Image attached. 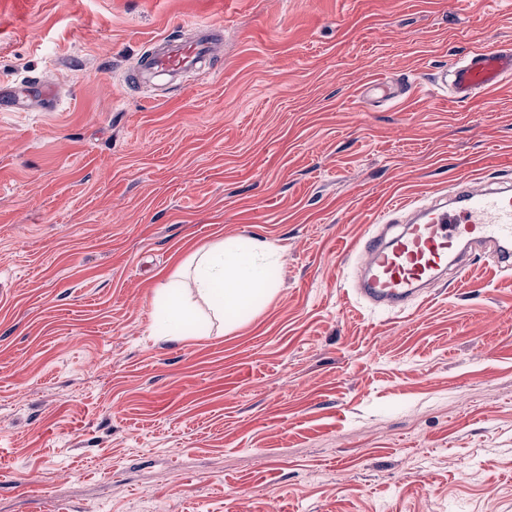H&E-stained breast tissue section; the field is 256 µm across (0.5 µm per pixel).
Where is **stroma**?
<instances>
[{
  "label": "stroma",
  "instance_id": "obj_1",
  "mask_svg": "<svg viewBox=\"0 0 512 512\" xmlns=\"http://www.w3.org/2000/svg\"><path fill=\"white\" fill-rule=\"evenodd\" d=\"M202 22L221 57L122 84ZM487 45L512 0H0V88L43 81L0 112V512H512V271L353 291L392 203L512 179V81L438 84ZM222 239L276 245L274 295L170 340ZM179 275L180 273L173 275L167 288H160L157 292L156 301L163 305L165 335L176 341L188 339L190 336H208L210 330L198 322L195 310L183 299L182 288L175 280Z\"/></svg>",
  "mask_w": 512,
  "mask_h": 512
}]
</instances>
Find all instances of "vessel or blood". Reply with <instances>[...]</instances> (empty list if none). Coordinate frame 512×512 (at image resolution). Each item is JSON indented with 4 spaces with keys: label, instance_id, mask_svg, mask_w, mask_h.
<instances>
[{
    "label": "vessel or blood",
    "instance_id": "obj_1",
    "mask_svg": "<svg viewBox=\"0 0 512 512\" xmlns=\"http://www.w3.org/2000/svg\"><path fill=\"white\" fill-rule=\"evenodd\" d=\"M214 44L207 39L187 41L149 56L143 69H130L124 85L139 86L142 70L177 74L210 60ZM512 79V51L483 47L469 52L451 70L453 98L462 103L482 92H491ZM411 211L406 223L394 232L373 233L358 250L362 275L357 295L375 307L403 310L409 300L426 295V287L447 269L463 273L465 250L491 246L495 264L512 270V186L481 179L461 178L445 196Z\"/></svg>",
    "mask_w": 512,
    "mask_h": 512
}]
</instances>
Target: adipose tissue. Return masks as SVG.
Segmentation results:
<instances>
[{"label":"adipose tissue","mask_w":512,"mask_h":512,"mask_svg":"<svg viewBox=\"0 0 512 512\" xmlns=\"http://www.w3.org/2000/svg\"><path fill=\"white\" fill-rule=\"evenodd\" d=\"M273 257V249L264 242L220 240L200 247L188 264L198 294L214 314L234 319L255 310L260 300L274 293ZM157 300L163 306L164 331L170 339L206 335L195 310L184 301L178 281L159 289Z\"/></svg>","instance_id":"1"}]
</instances>
